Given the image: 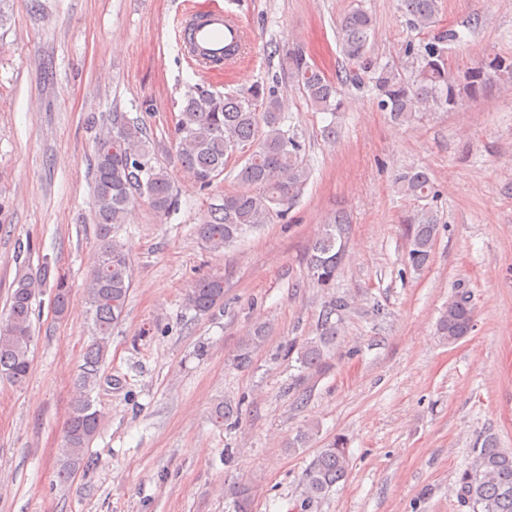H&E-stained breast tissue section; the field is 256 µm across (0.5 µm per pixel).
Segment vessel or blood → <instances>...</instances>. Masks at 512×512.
I'll return each instance as SVG.
<instances>
[{
	"instance_id": "b4317fda",
	"label": "vessel or blood",
	"mask_w": 512,
	"mask_h": 512,
	"mask_svg": "<svg viewBox=\"0 0 512 512\" xmlns=\"http://www.w3.org/2000/svg\"><path fill=\"white\" fill-rule=\"evenodd\" d=\"M181 34L192 63L203 73L237 67L247 44L239 20L217 4L187 11Z\"/></svg>"
}]
</instances>
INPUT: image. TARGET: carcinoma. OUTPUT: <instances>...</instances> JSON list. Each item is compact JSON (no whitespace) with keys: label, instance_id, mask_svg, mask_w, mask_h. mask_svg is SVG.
Masks as SVG:
<instances>
[{"label":"carcinoma","instance_id":"cac0c4a2","mask_svg":"<svg viewBox=\"0 0 512 512\" xmlns=\"http://www.w3.org/2000/svg\"><path fill=\"white\" fill-rule=\"evenodd\" d=\"M411 26L428 35L439 23L442 0H401ZM373 32L371 16L363 9L342 20L338 38L347 62L371 73L378 106L400 125L411 124L419 114L431 110L446 112L465 98L482 96L489 72L512 74V59L493 57L484 64L459 74L448 63V45L460 39L453 28L428 36L419 45L408 44L405 54L412 58L413 79L398 69L375 65L369 59ZM288 77L312 108L336 115L346 108L337 83L300 55L288 57ZM175 157L181 168L199 186L206 188L221 174L229 157L247 153L237 178L242 189L226 193L211 207V220L198 228L200 238L213 251H221L247 232L269 224L287 211L307 185L311 170L305 149L296 134L285 126L282 100L276 90L256 84L235 94L217 95L197 86L185 98L173 134ZM94 214L98 247L83 292L91 314L93 334L83 353L76 393L63 426V447L58 477L69 479L87 457L90 443L101 425V414L92 393L100 381L101 367L109 349L112 327L125 312L132 277L130 260L114 239L115 225L125 223L130 206L147 199L159 216L178 202L167 168L154 163V151L143 124L121 112L112 113L110 127L96 137L92 168ZM401 192L417 202L408 220V262L421 270L431 260L440 221L431 201L434 183L428 172L412 169L399 180ZM351 232L349 217L338 212L324 225L307 255L311 279L321 288H331L345 255ZM50 265L38 269L21 264L9 296L7 315L0 319V378L19 386L30 371L33 344L32 314L36 295L46 287ZM54 310L65 315L71 302V288L57 276L52 289ZM186 305L206 316L224 304V277L201 278L188 288ZM352 309L346 295L332 294L320 306L314 335L298 348L297 361L304 370L322 368L342 332L343 321ZM474 327V310L468 297L457 294L444 307L438 334L449 344L468 336ZM266 337V326L258 325L244 339L237 366L251 362V349ZM318 430L308 426L288 440L287 448H304L316 440ZM349 452L343 437L323 443L305 473L307 507L345 480ZM457 497L471 512H512V450L498 446L497 439L485 437L474 450L456 484ZM234 512H251V490L239 485L231 490Z\"/></svg>","mask_w":512,"mask_h":512}]
</instances>
